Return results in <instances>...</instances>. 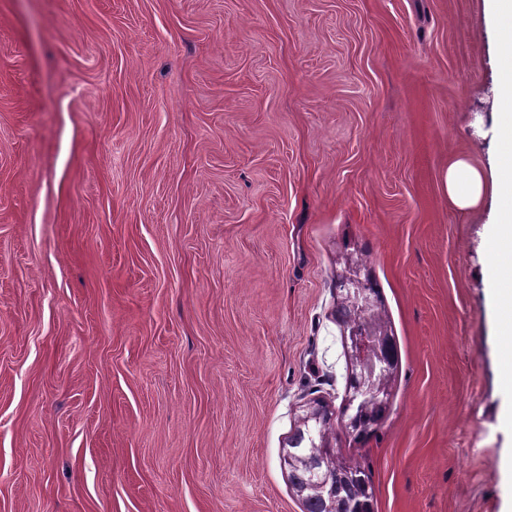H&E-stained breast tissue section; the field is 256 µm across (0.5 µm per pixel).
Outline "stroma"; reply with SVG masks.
I'll use <instances>...</instances> for the list:
<instances>
[{
  "label": "stroma",
  "instance_id": "1",
  "mask_svg": "<svg viewBox=\"0 0 512 512\" xmlns=\"http://www.w3.org/2000/svg\"><path fill=\"white\" fill-rule=\"evenodd\" d=\"M484 0H0V512H303L347 259L398 364L374 512H512ZM444 187L460 206L472 205L483 196L486 189L482 173L461 161L448 168Z\"/></svg>",
  "mask_w": 512,
  "mask_h": 512
}]
</instances>
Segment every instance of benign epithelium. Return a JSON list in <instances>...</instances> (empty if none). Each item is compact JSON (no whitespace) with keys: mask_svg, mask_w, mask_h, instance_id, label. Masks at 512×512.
Segmentation results:
<instances>
[{"mask_svg":"<svg viewBox=\"0 0 512 512\" xmlns=\"http://www.w3.org/2000/svg\"><path fill=\"white\" fill-rule=\"evenodd\" d=\"M343 285L351 286L350 298L364 313L367 314L374 308L370 293L359 287L356 277L352 275L346 277L343 280ZM385 341L386 334L380 329H369L360 324L350 327L346 348L351 366L350 374L355 376L356 381L353 388L349 389L348 406L361 407L368 403L383 404L389 400L386 389L373 381L377 361L381 360L379 348ZM322 416H324V410L320 406L310 405L299 417V427L311 429ZM308 491L316 493L322 498L325 512H336V496L339 493L336 482L320 479L308 487Z\"/></svg>","mask_w":512,"mask_h":512,"instance_id":"7a95c632","label":"benign epithelium"}]
</instances>
